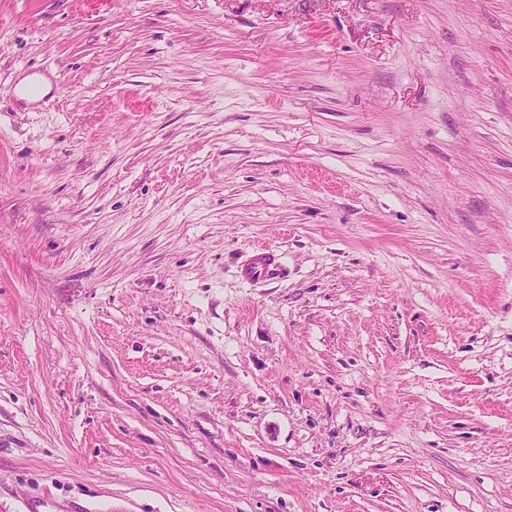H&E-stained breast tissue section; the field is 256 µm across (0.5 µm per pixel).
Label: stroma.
I'll use <instances>...</instances> for the list:
<instances>
[{"label":"stroma","instance_id":"1","mask_svg":"<svg viewBox=\"0 0 512 512\" xmlns=\"http://www.w3.org/2000/svg\"><path fill=\"white\" fill-rule=\"evenodd\" d=\"M0 512H512V0H0ZM287 269L280 256L263 247L252 249L239 267V274L245 283H255L286 277Z\"/></svg>","mask_w":512,"mask_h":512}]
</instances>
